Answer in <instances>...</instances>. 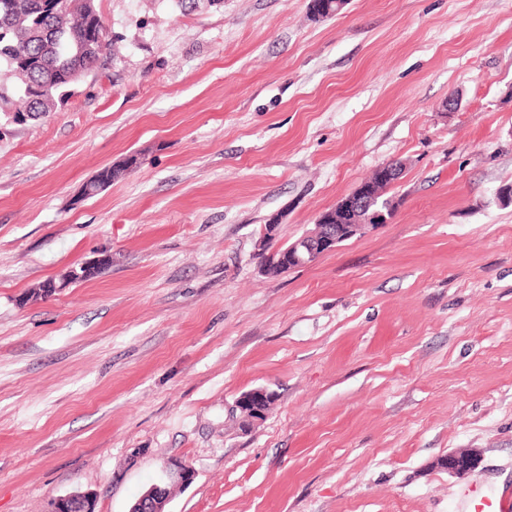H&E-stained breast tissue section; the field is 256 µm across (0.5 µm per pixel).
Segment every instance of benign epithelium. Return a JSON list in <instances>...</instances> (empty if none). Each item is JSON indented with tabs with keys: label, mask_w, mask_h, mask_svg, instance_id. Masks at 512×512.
<instances>
[{
	"label": "benign epithelium",
	"mask_w": 512,
	"mask_h": 512,
	"mask_svg": "<svg viewBox=\"0 0 512 512\" xmlns=\"http://www.w3.org/2000/svg\"><path fill=\"white\" fill-rule=\"evenodd\" d=\"M378 181L370 186L362 185L352 194L340 200L318 219L313 232L300 237L275 261L284 273L309 265L323 254L335 250L341 243L366 232L389 219L391 206L380 201L388 186L396 183L402 174V165L387 162L376 168ZM97 265L85 264L70 271L62 282L53 279L42 284V293L52 296L67 285L91 277ZM273 393L257 388L242 394L236 401L239 423L244 426L256 425L266 417ZM481 462L475 450L450 452L438 459L437 465L451 474L466 475L477 469ZM195 473L192 467L180 459L168 463L164 477L146 490L135 502L130 512H165L171 487L192 483ZM95 499L89 494H71L55 498L49 512H95Z\"/></svg>",
	"instance_id": "7a95c632"
}]
</instances>
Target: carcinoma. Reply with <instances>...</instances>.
<instances>
[{
  "label": "carcinoma",
  "instance_id": "obj_1",
  "mask_svg": "<svg viewBox=\"0 0 512 512\" xmlns=\"http://www.w3.org/2000/svg\"><path fill=\"white\" fill-rule=\"evenodd\" d=\"M68 23L40 10L38 0H0V68L17 80L0 85V112L35 119L53 111L72 88L70 73L94 71L110 51L104 26L83 14L86 0H61Z\"/></svg>",
  "mask_w": 512,
  "mask_h": 512
}]
</instances>
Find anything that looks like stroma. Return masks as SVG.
Instances as JSON below:
<instances>
[{"label":"stroma","mask_w":512,"mask_h":512,"mask_svg":"<svg viewBox=\"0 0 512 512\" xmlns=\"http://www.w3.org/2000/svg\"><path fill=\"white\" fill-rule=\"evenodd\" d=\"M308 3L97 0L104 66L0 113V512H129L174 458L196 476L167 512L512 493V0ZM392 160L388 223L261 271L262 225L293 242ZM255 388L275 400L244 432ZM470 448L473 473L437 467ZM98 265H101L100 262L96 264L81 265L79 267V271L76 268L71 270L67 280H62V282L59 283H57L53 279L45 281L41 286L42 293L45 294L46 296H52L56 292H59L61 288H66L67 285L75 281L89 278L95 273V270L97 269ZM273 392L265 388H257L242 394L236 401V411H239V423L244 427L256 425L266 417ZM95 499L89 494H71L55 498L48 512H63L72 509V512H95Z\"/></svg>","instance_id":"1"}]
</instances>
